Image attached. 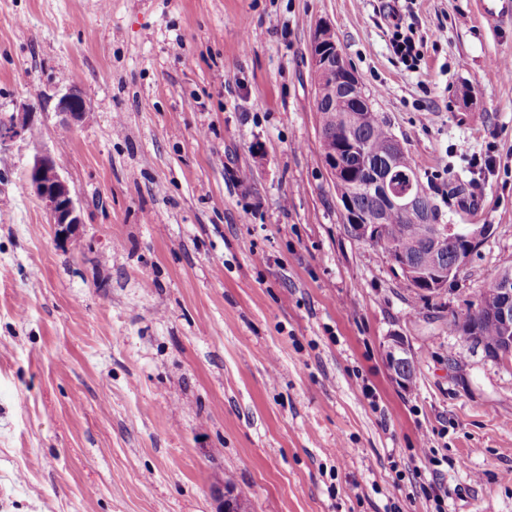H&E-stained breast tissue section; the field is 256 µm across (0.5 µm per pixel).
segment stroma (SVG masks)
<instances>
[{"mask_svg":"<svg viewBox=\"0 0 512 512\" xmlns=\"http://www.w3.org/2000/svg\"><path fill=\"white\" fill-rule=\"evenodd\" d=\"M411 12L410 68L388 0H0V118L33 114L0 144V512H217L226 486L246 512H512V366L448 330L512 268V18ZM321 21L444 223L487 228L440 292L346 228ZM39 151L80 200L65 244ZM393 15L397 19V23L394 26L395 32L391 43L393 52L402 61L408 62L419 61L421 53L416 46L414 39L413 23L405 20V15L401 14L400 11L393 6ZM58 110L74 124L83 123L87 116L83 96L77 89H69L60 97ZM386 361L390 370L394 373L396 381L402 380L396 374L398 364L410 356V350L402 336H389L387 339Z\"/></svg>","mask_w":512,"mask_h":512,"instance_id":"35a3bbf8","label":"stroma"}]
</instances>
